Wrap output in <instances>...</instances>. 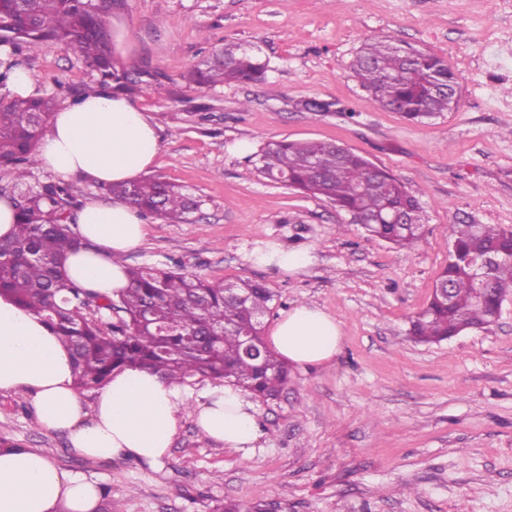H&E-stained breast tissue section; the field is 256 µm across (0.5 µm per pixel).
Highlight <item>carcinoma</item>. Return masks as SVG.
Segmentation results:
<instances>
[{"label":"carcinoma","instance_id":"cac0c4a2","mask_svg":"<svg viewBox=\"0 0 512 512\" xmlns=\"http://www.w3.org/2000/svg\"><path fill=\"white\" fill-rule=\"evenodd\" d=\"M110 5L98 0H0V86L11 83L30 52L46 42L73 46L104 91L129 92L162 83L147 71L119 69L113 59L107 18ZM352 73L383 109L424 123L457 105L459 85L443 58L390 35L367 39L356 53ZM267 66L250 46L224 42L187 74L198 87L262 82ZM56 108L49 96L0 98V167L13 174L8 196L17 215L12 237L0 239V296L40 318L71 350L75 388L97 390L127 367L152 371L185 383L214 379L240 386L261 398H275L289 380L288 364L266 344L262 318L272 300L261 283L248 279L210 280L158 267H128V288L117 299L67 282V255L86 247L71 231L77 205L63 182L30 186L28 167L49 131ZM264 178L309 195H321L350 214L368 236L397 248L414 246L421 220L392 224L394 213L420 207L419 200L389 171L349 150L323 142H274L256 155ZM108 192L145 215L181 223L203 201L160 177L114 183ZM453 246L438 282L452 299L434 293L411 319L418 342L439 343L460 332L489 325L496 302L512 294V230L493 224L452 225ZM493 288L477 295L473 278L484 256ZM250 337L259 356L244 353ZM213 512H270L233 500Z\"/></svg>","mask_w":512,"mask_h":512}]
</instances>
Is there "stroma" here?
<instances>
[{"label": "stroma", "instance_id": "1", "mask_svg": "<svg viewBox=\"0 0 512 512\" xmlns=\"http://www.w3.org/2000/svg\"><path fill=\"white\" fill-rule=\"evenodd\" d=\"M129 38L118 67L158 74L130 102L157 126L149 176L204 201L186 222L146 218L126 265L209 279L249 278L274 296L272 328L300 305L341 323L327 366L292 367L279 398L257 401L263 434L225 450L182 418L160 469L79 456L39 426L23 394H0V441L48 449L63 469L107 490L116 512H211L215 501L282 512H512V295L485 330L414 342L454 224L512 228V0H115ZM389 34L448 60L459 104L413 123L376 104L351 73L362 42ZM268 65L256 84L200 88L185 79L224 41ZM37 94L72 103L94 74L56 42L31 53ZM306 99L328 103L309 112ZM333 141L384 168L417 196L425 232L412 250L369 237L324 197L263 178L248 163L270 142ZM308 252L284 273L251 264L257 241Z\"/></svg>", "mask_w": 512, "mask_h": 512}]
</instances>
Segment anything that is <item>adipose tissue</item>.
Wrapping results in <instances>:
<instances>
[{
  "label": "adipose tissue",
  "instance_id": "obj_1",
  "mask_svg": "<svg viewBox=\"0 0 512 512\" xmlns=\"http://www.w3.org/2000/svg\"><path fill=\"white\" fill-rule=\"evenodd\" d=\"M160 151L151 119L120 94L89 95L55 112L37 155L54 174L84 176L100 185L145 173ZM86 249L69 254L67 278L107 296L127 285L122 256L140 246L146 228L136 208L120 199L92 202L77 216ZM250 261L293 273L308 253L268 241ZM341 324L308 305L283 314L269 344L281 357L307 368L330 363L339 351ZM75 365L60 338L10 299L0 298V393L29 395L40 425L67 432L72 448L91 460L133 459L157 468L170 454L182 417L200 433L234 452H251L261 436L256 406L230 385L192 402L187 389L159 375L127 368L114 372L93 402L74 386ZM102 491L78 472L58 467L49 452L0 448V512H95Z\"/></svg>",
  "mask_w": 512,
  "mask_h": 512
}]
</instances>
